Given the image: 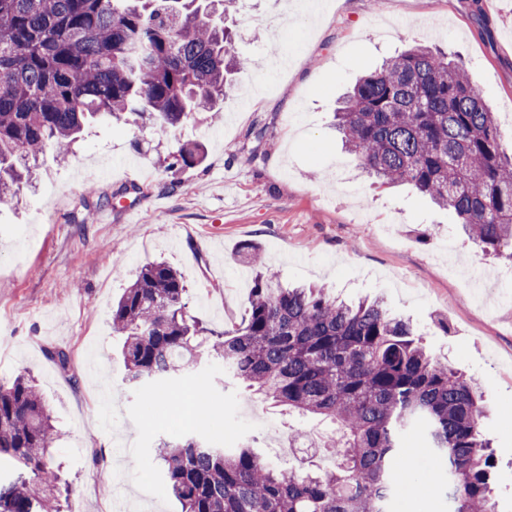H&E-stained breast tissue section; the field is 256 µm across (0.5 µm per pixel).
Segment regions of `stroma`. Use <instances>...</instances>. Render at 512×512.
<instances>
[{
  "instance_id": "stroma-1",
  "label": "stroma",
  "mask_w": 512,
  "mask_h": 512,
  "mask_svg": "<svg viewBox=\"0 0 512 512\" xmlns=\"http://www.w3.org/2000/svg\"><path fill=\"white\" fill-rule=\"evenodd\" d=\"M483 38L467 0H329L326 10L287 0H237L228 23L250 66L235 74L219 113H200L170 134L151 123L103 119L66 159L46 154L31 187L0 207V378L33 374L61 431L53 449L71 485L73 508L96 512L110 499L108 464L127 449L135 512H179L154 495L163 475L155 447L190 421L194 389L222 419L224 445L258 436L257 450L286 469L332 468L327 449L285 451L294 430L328 435L319 417H288L203 360L172 380L180 402L146 412L125 382L112 333V302L140 267L164 260L188 288L209 328L245 320L254 272L237 261L259 242L282 284L314 283L341 300L383 298L409 319L433 355L481 384L484 431L495 459L500 512H512V263L462 235L456 215L404 185L374 182L346 153L332 126L343 94L362 75L411 44L458 55L512 140V0H482ZM288 58L278 74L269 55ZM265 125L262 140L249 130ZM186 141L205 147L196 167L170 166ZM178 183V193L168 191ZM95 196H86L87 187ZM61 348L68 368L47 357ZM394 512H442L444 474L417 436Z\"/></svg>"
}]
</instances>
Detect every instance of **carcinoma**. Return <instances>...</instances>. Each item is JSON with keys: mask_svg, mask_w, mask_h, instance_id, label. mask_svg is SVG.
Here are the masks:
<instances>
[{"mask_svg": "<svg viewBox=\"0 0 512 512\" xmlns=\"http://www.w3.org/2000/svg\"><path fill=\"white\" fill-rule=\"evenodd\" d=\"M214 0H0V206L28 186L51 151L66 158L86 128L124 113L168 134L212 112L246 69ZM336 131L366 173L407 185L452 210L483 251L512 261V143L448 54L420 44L360 78L335 112ZM188 142L170 166L194 167ZM246 244L256 270L248 315L217 331L186 301L181 275L143 265L112 306L126 382L156 402L199 348L263 400L337 426L331 471L287 473L248 443L226 448L193 435L157 453L181 512H391L395 473L409 469L401 439L420 427L447 463L451 512H497L493 455L479 383L426 351L416 329L378 301L350 305L324 288H284ZM57 430L33 379L0 380V512L59 509L68 486L50 452Z\"/></svg>", "mask_w": 512, "mask_h": 512, "instance_id": "obj_1", "label": "carcinoma"}]
</instances>
